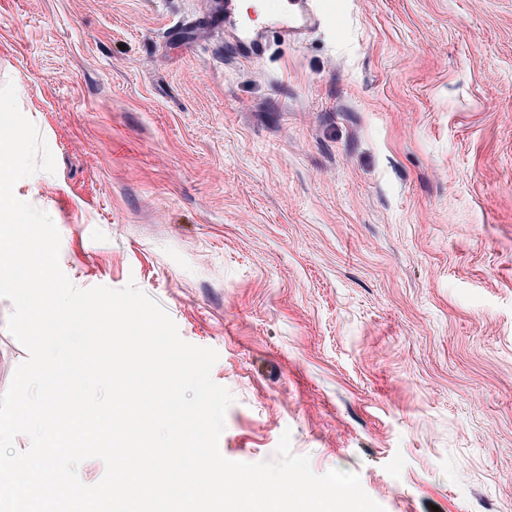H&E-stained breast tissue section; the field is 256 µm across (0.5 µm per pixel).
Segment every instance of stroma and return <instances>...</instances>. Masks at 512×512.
I'll list each match as a JSON object with an SVG mask.
<instances>
[{"label": "stroma", "mask_w": 512, "mask_h": 512, "mask_svg": "<svg viewBox=\"0 0 512 512\" xmlns=\"http://www.w3.org/2000/svg\"><path fill=\"white\" fill-rule=\"evenodd\" d=\"M9 81L57 163L16 197L217 351L225 458L512 512V0H339L257 60L217 0H0Z\"/></svg>", "instance_id": "35a3bbf8"}]
</instances>
